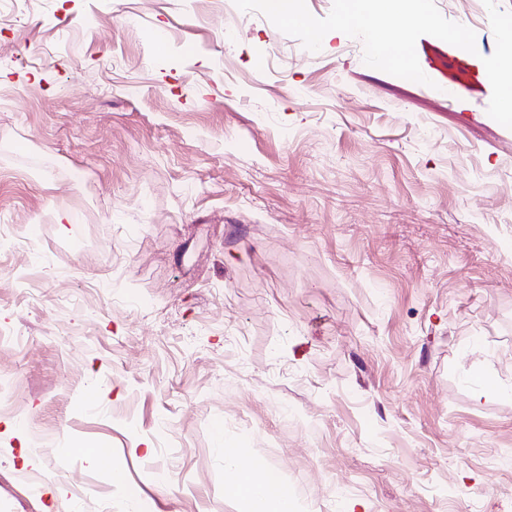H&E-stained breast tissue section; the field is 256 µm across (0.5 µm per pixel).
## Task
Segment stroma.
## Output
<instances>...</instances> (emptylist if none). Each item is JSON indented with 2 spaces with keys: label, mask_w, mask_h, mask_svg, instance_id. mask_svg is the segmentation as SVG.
<instances>
[{
  "label": "stroma",
  "mask_w": 512,
  "mask_h": 512,
  "mask_svg": "<svg viewBox=\"0 0 512 512\" xmlns=\"http://www.w3.org/2000/svg\"><path fill=\"white\" fill-rule=\"evenodd\" d=\"M226 2L0 8V512H244L228 447L297 512H512L486 7L432 88Z\"/></svg>",
  "instance_id": "stroma-1"
}]
</instances>
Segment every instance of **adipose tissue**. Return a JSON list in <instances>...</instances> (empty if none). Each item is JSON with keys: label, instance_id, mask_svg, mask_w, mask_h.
Masks as SVG:
<instances>
[{"label": "adipose tissue", "instance_id": "obj_1", "mask_svg": "<svg viewBox=\"0 0 512 512\" xmlns=\"http://www.w3.org/2000/svg\"><path fill=\"white\" fill-rule=\"evenodd\" d=\"M265 474L256 464L237 452L224 454V485L228 492L244 499L249 512H294V503L264 492Z\"/></svg>", "mask_w": 512, "mask_h": 512}]
</instances>
